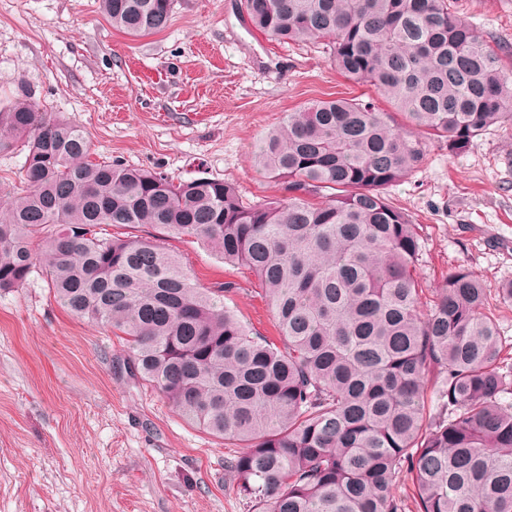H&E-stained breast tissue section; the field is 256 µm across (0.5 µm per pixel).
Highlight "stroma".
Here are the masks:
<instances>
[{
	"instance_id": "obj_1",
	"label": "stroma",
	"mask_w": 512,
	"mask_h": 512,
	"mask_svg": "<svg viewBox=\"0 0 512 512\" xmlns=\"http://www.w3.org/2000/svg\"><path fill=\"white\" fill-rule=\"evenodd\" d=\"M242 2L177 0L164 31L133 38L99 0H0V108L32 97L84 128L99 161L223 179L249 202L282 197L251 165L256 141L305 102L378 94L340 74L324 44L255 31ZM449 2L512 71V0ZM388 195L419 226L426 291L458 268L491 290L512 280V127L455 154L430 143ZM166 246L201 286L234 282L225 305L278 339L248 270L194 239ZM128 361L41 271L0 290V512H249L224 468L236 445L182 418Z\"/></svg>"
}]
</instances>
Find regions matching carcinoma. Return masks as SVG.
Returning <instances> with one entry per match:
<instances>
[{"mask_svg": "<svg viewBox=\"0 0 512 512\" xmlns=\"http://www.w3.org/2000/svg\"><path fill=\"white\" fill-rule=\"evenodd\" d=\"M175 0H100L131 37L166 29ZM273 39H330L372 85L317 99L260 141L254 166L286 196L246 203L221 179L90 160L89 134L20 100L0 151L22 147L24 189L0 206V290L41 266L68 311L126 336L133 372L191 424L243 451L224 460L253 512H512V364L472 271L448 273L426 314L419 225L385 190L427 143L463 150L512 126V77L447 0H244ZM149 225L122 238L108 226ZM193 238L257 278L279 330L260 336L167 251ZM438 403L426 407L430 375Z\"/></svg>", "mask_w": 512, "mask_h": 512, "instance_id": "obj_1", "label": "carcinoma"}]
</instances>
